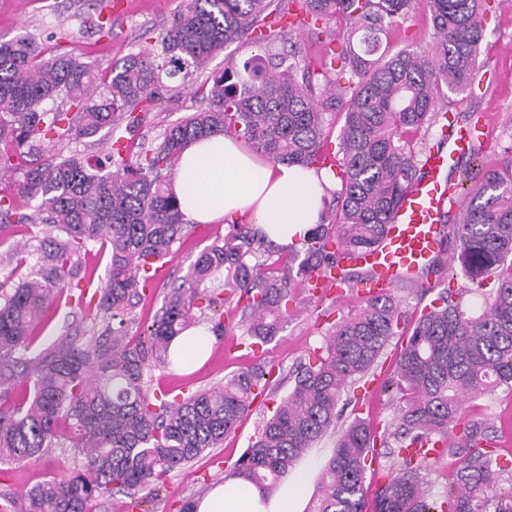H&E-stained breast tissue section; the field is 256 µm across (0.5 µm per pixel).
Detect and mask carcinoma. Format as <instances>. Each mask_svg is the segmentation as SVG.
Returning <instances> with one entry per match:
<instances>
[{
    "label": "carcinoma",
    "mask_w": 512,
    "mask_h": 512,
    "mask_svg": "<svg viewBox=\"0 0 512 512\" xmlns=\"http://www.w3.org/2000/svg\"><path fill=\"white\" fill-rule=\"evenodd\" d=\"M83 26L112 31L104 12L112 0H86ZM275 0H184L157 44L102 68L61 32L46 51L28 35L0 40V232L16 224L45 225L40 265L32 278L0 291V462L37 459L67 442L84 456L82 469L47 479L19 496L3 494L0 512H92L105 494L154 490L168 474L217 448L235 431L266 372L234 374L186 397L151 399L145 376L155 365L189 364L195 346L171 351L175 338L210 315L226 331L217 306L242 299L249 338L264 346L284 329L294 277L310 279L336 265L334 244L350 251L374 246L395 209L421 176L406 134L448 121V94L468 106L491 0H427L434 40L425 52L382 49V35L409 16L412 0H289L316 38L339 42L321 69L301 68L299 52L257 54L203 81L199 67L251 37ZM282 15L291 10L281 8ZM274 30L253 38L262 47ZM189 97L193 111L150 143L117 145L99 156L69 145L126 122L128 135L151 119L163 99ZM339 112L336 166L318 153L330 138L326 112ZM242 138L272 162L316 171L339 168L323 220L304 240L298 267L270 261L271 243L252 224L233 222L195 259L183 283L169 290L146 336H130V314L153 287L152 269L187 234L172 190L181 152L210 134ZM458 186L459 216L451 225L462 275L496 288L475 312L438 292L416 317L400 352L391 430L375 435L356 419L338 432L317 476L309 512H512V487L502 491L512 461L492 449L494 423L467 404L500 386L512 390V164L490 167ZM108 251L106 281L79 278L82 256ZM221 275L227 296L208 289ZM77 297L103 314L105 327L85 339L58 336L30 354L31 335L56 300ZM406 312L397 296L367 298L339 319L325 345L289 373L293 384L263 421L232 476L262 493L275 490L308 448L336 428L337 406L356 378L375 365ZM460 427L448 439L449 427ZM416 442L448 451L455 474L444 496L425 490L428 458L404 454ZM401 458L380 473L371 504L367 460Z\"/></svg>",
    "instance_id": "cac0c4a2"
}]
</instances>
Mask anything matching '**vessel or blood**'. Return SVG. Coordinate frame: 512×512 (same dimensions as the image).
Masks as SVG:
<instances>
[{
	"label": "vessel or blood",
	"instance_id": "vessel-or-blood-1",
	"mask_svg": "<svg viewBox=\"0 0 512 512\" xmlns=\"http://www.w3.org/2000/svg\"><path fill=\"white\" fill-rule=\"evenodd\" d=\"M469 141L467 129L457 127L441 147L427 152L422 161L424 177L405 193L382 239L364 253L337 251L335 271L310 278L313 293L342 296L344 285L338 276L342 269H366L369 277L362 292L372 296L418 279L426 269L437 265L443 256L444 219L451 205L448 169L468 151Z\"/></svg>",
	"mask_w": 512,
	"mask_h": 512
}]
</instances>
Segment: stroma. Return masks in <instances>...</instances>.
I'll return each instance as SVG.
<instances>
[{"instance_id":"stroma-1","label":"stroma","mask_w":512,"mask_h":512,"mask_svg":"<svg viewBox=\"0 0 512 512\" xmlns=\"http://www.w3.org/2000/svg\"><path fill=\"white\" fill-rule=\"evenodd\" d=\"M123 12L112 20V32L100 36L81 31V16L87 9L85 0H0V38L10 39L29 35L36 42H45L50 32L65 28L80 32L78 49L89 59L109 64L121 61L143 46L145 30L160 29L171 22L182 8V0H123ZM433 40V28L425 0H415L406 21L393 27L387 44L390 50L403 48L417 51L427 48ZM481 78L476 99L469 111L457 114L459 124H469L482 118L483 128L479 158L464 159L467 167L503 165L512 161V5L497 8L488 19L486 35L478 58ZM224 222L192 227L177 243L165 260L166 276L156 281L144 299L133 310L139 329L151 325L170 288L179 285L191 264L215 237L228 232ZM464 290L465 303L480 309L487 294L471 289L463 278L448 275L447 264H439L424 277L421 285L401 283L398 295L409 315L418 314L444 288ZM292 315L284 330L262 353H255L243 336L241 312L234 305L224 307L223 321L230 324V335L213 339L209 358L199 367L184 371L176 367L153 368L150 388L175 396L187 395L223 382L224 378L261 366L270 369L272 376L263 394L257 396L251 413L235 432L224 440L223 447L204 454L191 466L171 472L162 484L159 495L145 503L146 512H180L183 501L204 495L214 484L223 482L238 458L256 435L264 418L276 408L288 392V372L298 363L307 361L321 347L328 331L339 318L355 311L363 296L349 291L340 300L312 296L302 279L293 282ZM104 323L96 310L71 301L51 309L49 321L37 329L32 351H39L47 340L59 335L88 336L102 331ZM404 342L394 337L378 360L371 374L358 379L339 403L342 415L339 426H347L355 418L365 419L371 429L381 431L394 419L395 405L384 382L390 376L395 359ZM472 413L489 417L496 426L495 446L499 454L512 457V390L498 388L472 401ZM81 456L64 444L45 453L40 460L7 466V479H0V493H22L36 483L51 477L70 474L79 467Z\"/></svg>"}]
</instances>
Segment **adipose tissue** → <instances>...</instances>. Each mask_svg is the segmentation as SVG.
Instances as JSON below:
<instances>
[{
    "instance_id": "adipose-tissue-1",
    "label": "adipose tissue",
    "mask_w": 512,
    "mask_h": 512,
    "mask_svg": "<svg viewBox=\"0 0 512 512\" xmlns=\"http://www.w3.org/2000/svg\"><path fill=\"white\" fill-rule=\"evenodd\" d=\"M336 184L330 172L270 163L243 142L215 134L183 150L172 188L188 221L231 222L247 213L269 240L285 248L299 243L319 224L323 197ZM310 481L307 469L296 468L275 494L266 496L229 477L198 498L194 510L303 512Z\"/></svg>"
}]
</instances>
